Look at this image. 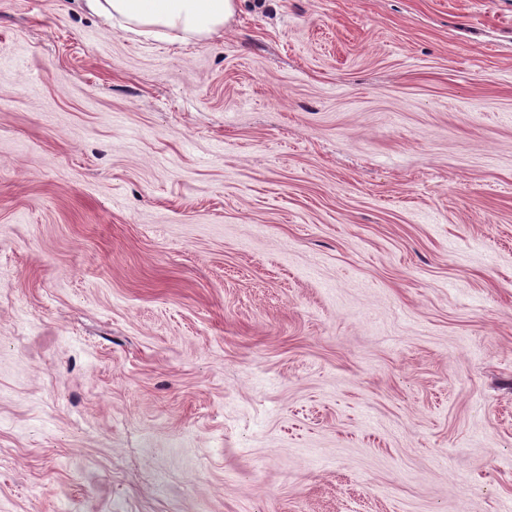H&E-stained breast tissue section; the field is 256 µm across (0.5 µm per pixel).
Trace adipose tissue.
I'll return each instance as SVG.
<instances>
[{
  "label": "adipose tissue",
  "mask_w": 512,
  "mask_h": 512,
  "mask_svg": "<svg viewBox=\"0 0 512 512\" xmlns=\"http://www.w3.org/2000/svg\"><path fill=\"white\" fill-rule=\"evenodd\" d=\"M80 7L143 36L177 30L202 41L220 34L236 10L235 0H78Z\"/></svg>",
  "instance_id": "adipose-tissue-1"
}]
</instances>
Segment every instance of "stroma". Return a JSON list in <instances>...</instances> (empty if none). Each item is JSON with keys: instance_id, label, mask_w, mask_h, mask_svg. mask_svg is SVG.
I'll list each match as a JSON object with an SVG mask.
<instances>
[{"instance_id": "35a3bbf8", "label": "stroma", "mask_w": 512, "mask_h": 512, "mask_svg": "<svg viewBox=\"0 0 512 512\" xmlns=\"http://www.w3.org/2000/svg\"><path fill=\"white\" fill-rule=\"evenodd\" d=\"M0 512H512V0H0ZM90 13L124 30L143 36L169 38L178 30L202 41L218 36L236 10V0H76Z\"/></svg>"}]
</instances>
